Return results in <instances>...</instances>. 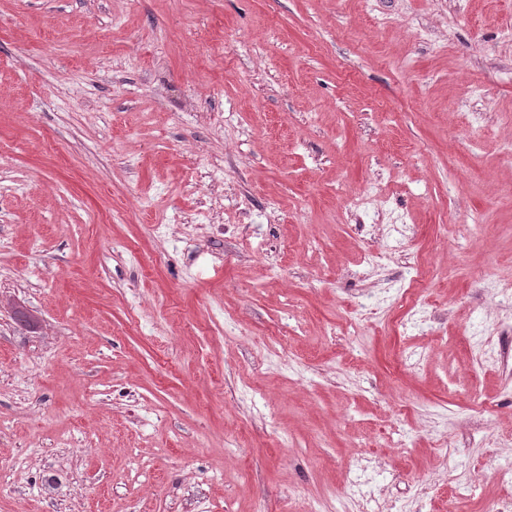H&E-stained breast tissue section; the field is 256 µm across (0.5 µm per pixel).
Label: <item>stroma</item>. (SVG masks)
<instances>
[{"label":"stroma","instance_id":"35a3bbf8","mask_svg":"<svg viewBox=\"0 0 512 512\" xmlns=\"http://www.w3.org/2000/svg\"><path fill=\"white\" fill-rule=\"evenodd\" d=\"M511 23L0 0V512H491L512 369L470 365L512 328ZM375 183L379 224L347 206Z\"/></svg>","mask_w":512,"mask_h":512}]
</instances>
